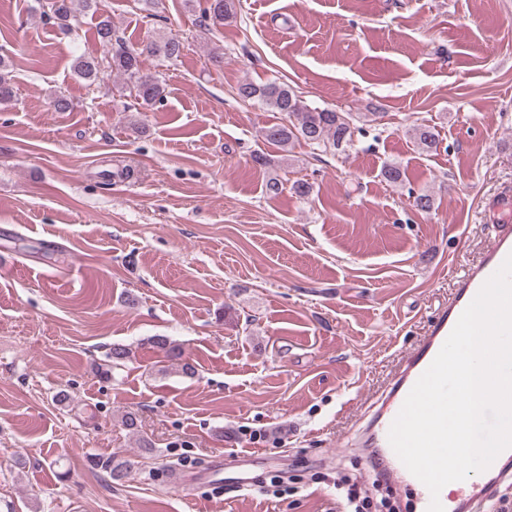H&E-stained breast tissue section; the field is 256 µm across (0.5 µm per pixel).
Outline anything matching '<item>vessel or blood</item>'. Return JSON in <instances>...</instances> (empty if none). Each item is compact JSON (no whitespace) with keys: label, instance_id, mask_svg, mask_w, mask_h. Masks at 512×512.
<instances>
[{"label":"vessel or blood","instance_id":"obj_1","mask_svg":"<svg viewBox=\"0 0 512 512\" xmlns=\"http://www.w3.org/2000/svg\"><path fill=\"white\" fill-rule=\"evenodd\" d=\"M490 218L498 223L499 232L492 247L484 257L466 273L427 336L405 360L392 384L374 406V419L369 426L367 444L377 451V459L385 473L400 484L419 488L422 506H429L432 499L428 488L411 474L393 451L388 432L390 426L419 377L429 367L445 340L453 330L462 312L475 298L483 284L499 269L508 255L512 254V195L499 196L489 209ZM512 460V448L503 452L502 460L494 461L489 471L490 482L467 495L462 503L464 512H492L503 483L512 479V472L505 470L504 461Z\"/></svg>","mask_w":512,"mask_h":512}]
</instances>
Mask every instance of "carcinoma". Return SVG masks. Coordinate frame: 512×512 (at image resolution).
Returning a JSON list of instances; mask_svg holds the SVG:
<instances>
[{"mask_svg":"<svg viewBox=\"0 0 512 512\" xmlns=\"http://www.w3.org/2000/svg\"><path fill=\"white\" fill-rule=\"evenodd\" d=\"M75 0H46L43 15L63 34L74 31L73 3ZM235 15V0H206L201 13L202 22L222 23ZM99 40L112 46L110 59L103 63L92 56L80 55L73 64V72L88 86L102 81V75L110 71L120 76L130 87L134 105L149 108L164 100L165 80L146 68L150 59L174 60L181 56L184 43L177 36H164L151 40L140 47H128L117 35L112 17L100 19L96 26ZM244 102L260 105L273 112H280L286 121L262 130L263 139L283 148H293L297 143L315 146L323 153H344L354 145L357 128L349 112L333 108L308 105L285 82L277 79L263 83L244 81L236 89ZM13 100V79L9 64L0 55V104ZM413 140L422 151H431L439 144V133L435 128L421 125L413 128ZM383 178L394 185L404 182V171L400 164L390 162L381 170Z\"/></svg>","mask_w":512,"mask_h":512,"instance_id":"obj_1","label":"carcinoma"}]
</instances>
